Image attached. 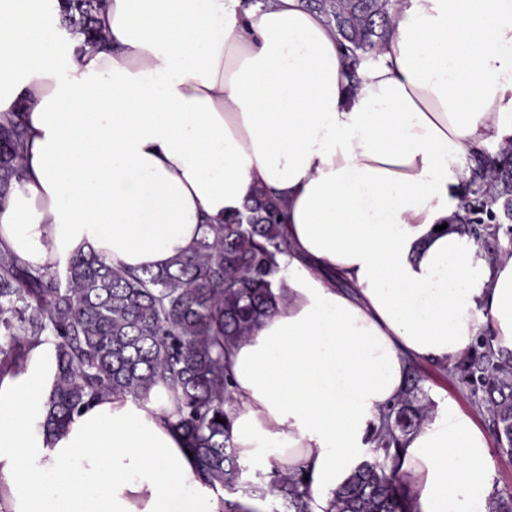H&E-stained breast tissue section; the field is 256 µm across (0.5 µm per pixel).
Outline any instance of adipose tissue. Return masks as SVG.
<instances>
[{"label":"adipose tissue","instance_id":"obj_1","mask_svg":"<svg viewBox=\"0 0 512 512\" xmlns=\"http://www.w3.org/2000/svg\"><path fill=\"white\" fill-rule=\"evenodd\" d=\"M350 82L303 0H103L99 44L52 0H0V116L27 130L0 248L47 271L78 251L141 270L187 254L253 189L286 214V299L232 352V442L307 467L313 512L358 465L410 363L512 352V240L452 223L471 151L512 150V0H394ZM52 338L0 371L5 512H224L169 395H112L47 429ZM488 437L445 400L406 443L414 512H487Z\"/></svg>","mask_w":512,"mask_h":512}]
</instances>
